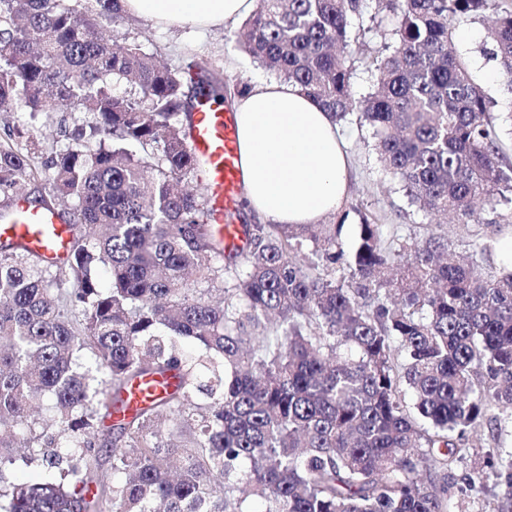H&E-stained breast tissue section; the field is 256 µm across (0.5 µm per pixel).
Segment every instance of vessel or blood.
Instances as JSON below:
<instances>
[{"mask_svg": "<svg viewBox=\"0 0 512 512\" xmlns=\"http://www.w3.org/2000/svg\"><path fill=\"white\" fill-rule=\"evenodd\" d=\"M189 145L205 179L216 239L226 249L241 248L245 240L243 226L233 218L242 194L234 112L211 100L200 99L193 114ZM10 210L11 217H0V244L20 245L45 264L63 267L73 234L71 227L63 224L56 212L32 209L20 200L15 201ZM174 384V379L169 376L134 380L125 392V406H112L107 415L121 419L127 409L147 405L156 396L172 389Z\"/></svg>", "mask_w": 512, "mask_h": 512, "instance_id": "vessel-or-blood-1", "label": "vessel or blood"}]
</instances>
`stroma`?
Segmentation results:
<instances>
[{"label":"stroma","mask_w":512,"mask_h":512,"mask_svg":"<svg viewBox=\"0 0 512 512\" xmlns=\"http://www.w3.org/2000/svg\"><path fill=\"white\" fill-rule=\"evenodd\" d=\"M486 21L459 17L453 22V41L457 53L470 65L484 94L491 100L493 113L512 110V93L501 83L496 62L491 58V44L486 35ZM397 28L394 13L386 11L372 21H364L357 29V41L351 57L353 75L351 91L354 97L365 95L371 87V63L378 49L391 41ZM239 25L220 26L198 30L164 28L141 18L120 25H108L106 37L121 39L146 33L145 52L162 62L177 67L182 63L181 53L191 49L203 59L213 75L222 80L227 100H234L241 91L260 81L270 80L271 72L254 61L238 42ZM93 117L87 112H29L14 109L0 112V136L17 129H37L35 138L18 139L20 147L45 157L65 149L81 129L87 128ZM339 131L351 156L348 194L341 210L328 216L331 224L341 225V239L345 249H352L363 222L385 225L391 232L404 237H420L426 232L422 216L411 207L400 187L385 173L376 154L371 150L370 132L358 123H343ZM502 225L503 236L512 235V209L477 211L467 223L448 222L439 231L448 239V248L457 254L471 252L484 240V226L489 221ZM512 443V426L496 422L485 424L468 435L464 442L469 453L448 471V504L450 512H502L494 495V467L506 461L507 444ZM483 470V487L473 488L464 476L471 470Z\"/></svg>","instance_id":"stroma-1"}]
</instances>
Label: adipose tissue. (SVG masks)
Masks as SVG:
<instances>
[{
    "instance_id": "obj_1",
    "label": "adipose tissue",
    "mask_w": 512,
    "mask_h": 512,
    "mask_svg": "<svg viewBox=\"0 0 512 512\" xmlns=\"http://www.w3.org/2000/svg\"><path fill=\"white\" fill-rule=\"evenodd\" d=\"M126 14L169 28H211L248 16L254 0H121ZM246 209L270 224H316L348 191L338 128L297 86L254 84L234 104Z\"/></svg>"
}]
</instances>
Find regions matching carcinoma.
Listing matches in <instances>:
<instances>
[{
  "instance_id": "cac0c4a2",
  "label": "carcinoma",
  "mask_w": 512,
  "mask_h": 512,
  "mask_svg": "<svg viewBox=\"0 0 512 512\" xmlns=\"http://www.w3.org/2000/svg\"><path fill=\"white\" fill-rule=\"evenodd\" d=\"M490 7L487 38L512 93V8L494 0H257L239 40L336 123L368 127L426 219L463 217L512 208L499 117L452 48L453 20ZM372 9L396 12L398 27L372 61V90L355 98L351 20ZM125 20L120 0H0V112L94 118L26 197L73 230L56 290L36 255L0 245V484L37 398L72 449L57 478L10 485L0 512H448L462 436L512 422V267L485 272L481 250L444 261L435 234L390 237L370 223L349 262L340 224L256 225L225 253L209 210L174 187L197 170L178 121L186 89L223 105L224 83L192 56L170 69L137 37H103L104 23ZM115 78L138 95L114 93ZM38 175L0 144L6 201ZM220 270L215 304L189 275ZM86 348L115 402L136 377L179 378L115 423L120 446L96 437L94 404L108 392L78 362ZM162 421L191 430L195 447L163 441ZM495 487L512 504V459Z\"/></svg>"
}]
</instances>
